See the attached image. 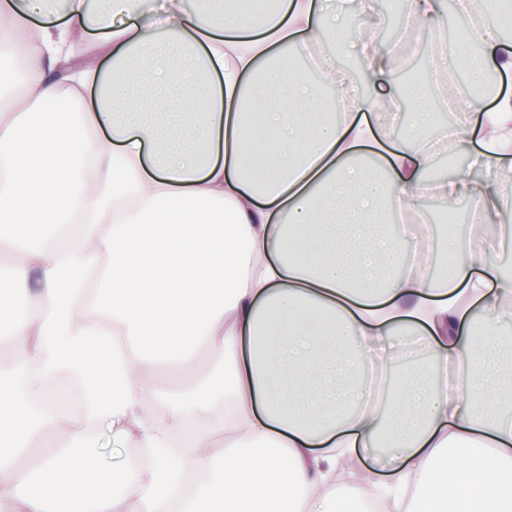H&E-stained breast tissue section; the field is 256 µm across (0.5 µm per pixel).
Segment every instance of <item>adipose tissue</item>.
<instances>
[{
  "label": "adipose tissue",
  "mask_w": 512,
  "mask_h": 512,
  "mask_svg": "<svg viewBox=\"0 0 512 512\" xmlns=\"http://www.w3.org/2000/svg\"><path fill=\"white\" fill-rule=\"evenodd\" d=\"M0 0V252L21 249L0 305L23 359L0 365V503L11 512H157L169 484L197 477L187 512H334L338 476L386 512H512L506 370L482 318L512 322V280L486 264L512 251V93L458 89L450 139L468 172L430 182L420 140L435 107L412 85L361 93L335 56L323 85L285 67L324 39L369 85L393 81L397 45L360 21L327 22L325 0ZM405 35L441 30L447 0H404ZM467 23L431 57L436 91L512 73L499 12ZM404 135L377 120L382 104ZM470 199L490 233L448 239L431 282L429 237L390 230L394 209ZM214 378L167 402V425L206 427L172 455L145 403L152 369ZM386 380L366 401L364 368ZM43 444L32 468L14 465ZM385 445L374 479L369 449ZM154 464L113 493L129 446Z\"/></svg>",
  "instance_id": "obj_1"
}]
</instances>
